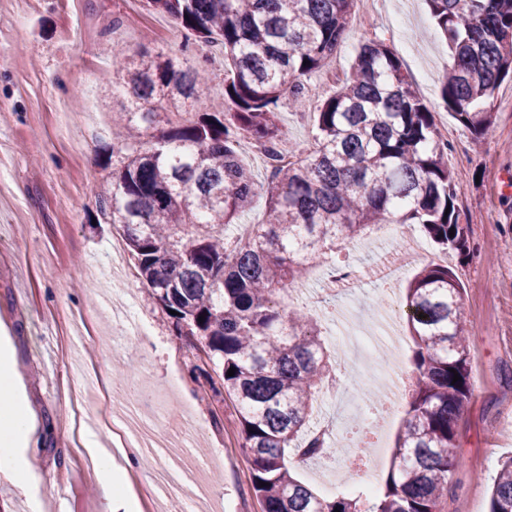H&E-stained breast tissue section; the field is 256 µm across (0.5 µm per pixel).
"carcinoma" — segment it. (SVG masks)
I'll return each instance as SVG.
<instances>
[{
    "label": "carcinoma",
    "mask_w": 512,
    "mask_h": 512,
    "mask_svg": "<svg viewBox=\"0 0 512 512\" xmlns=\"http://www.w3.org/2000/svg\"><path fill=\"white\" fill-rule=\"evenodd\" d=\"M141 2L176 19L186 37L220 44L229 70L220 78L204 60L183 70L170 58L113 48L128 106L118 116L125 132L112 141L119 166L102 184L100 208L122 225L139 279L164 310L176 311L177 333L203 343L219 371L218 382L206 374L212 398L236 400L240 448L263 512H445L457 426L472 395L452 269L428 264L406 288L414 382L391 469L369 498H323L294 476L306 461L336 455L312 411L336 382L338 354L308 314L280 308L308 269L376 224H417L438 248L467 250L468 225L455 207L460 188L433 112L396 53L365 41L316 113L317 150L270 166L264 223L249 240H235L229 230L258 190L239 143L279 146L282 98L301 96L336 51L355 0ZM426 2L453 58L441 98L479 141L495 123L497 89L512 80V0ZM217 78L225 109L208 112L200 91ZM161 99L175 108L193 103L196 119L161 120ZM489 512H512V458L490 488Z\"/></svg>",
    "instance_id": "carcinoma-1"
}]
</instances>
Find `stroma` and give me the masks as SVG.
Here are the masks:
<instances>
[{
    "instance_id": "obj_1",
    "label": "stroma",
    "mask_w": 512,
    "mask_h": 512,
    "mask_svg": "<svg viewBox=\"0 0 512 512\" xmlns=\"http://www.w3.org/2000/svg\"><path fill=\"white\" fill-rule=\"evenodd\" d=\"M174 18L146 11L140 0H0V338L16 350V376L41 428L32 460L39 476L23 495L0 476V512H105L98 473L73 443L72 426L110 441V422L133 408L157 417L168 446L194 441L203 465L185 485L182 505L191 512H263L254 495L252 467L240 449L239 412L232 399L217 402L193 365L204 354L193 337L177 335L172 320L138 279L112 277V234L102 223L97 187L108 176L112 143L109 112L123 97L117 83L97 81L115 72L112 48L147 50L180 68L209 55L224 71L218 46L187 41ZM384 42L399 57L418 96L448 130V165L460 186L456 207L467 224L470 251H448L447 265L461 283L460 316L472 352L474 395L457 428L460 465L446 512H489L488 489L512 456V81L491 103L493 128L481 145L445 107L440 90L451 65L445 41L425 0H385L376 11L354 7L349 25L325 66L306 83L301 106L283 102L284 147L309 151L314 115L349 72L360 42ZM405 224L399 237L379 230L339 255L362 278L352 290L328 297L332 317L316 319L329 350L340 352V390L382 394L369 373H351L353 353L344 336L378 330L387 305L376 302L380 283L366 275L377 258L422 238ZM130 299L147 333L113 319L111 303ZM383 450L362 456L387 475L403 419L375 421ZM166 461L145 454L127 470L126 487L141 512H162L153 477Z\"/></svg>"
}]
</instances>
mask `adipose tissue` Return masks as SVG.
I'll use <instances>...</instances> for the list:
<instances>
[{"label": "adipose tissue", "mask_w": 512, "mask_h": 512, "mask_svg": "<svg viewBox=\"0 0 512 512\" xmlns=\"http://www.w3.org/2000/svg\"><path fill=\"white\" fill-rule=\"evenodd\" d=\"M39 441L34 416L16 394L13 356L8 348L0 347V475L12 479L25 494L32 481L26 455L35 451ZM82 443L98 466L106 512H137L134 497L122 490L127 470L115 464L111 449L103 447L90 431L83 433Z\"/></svg>", "instance_id": "adipose-tissue-1"}]
</instances>
